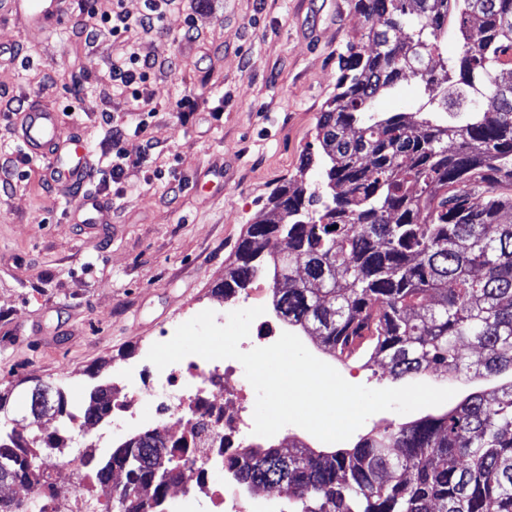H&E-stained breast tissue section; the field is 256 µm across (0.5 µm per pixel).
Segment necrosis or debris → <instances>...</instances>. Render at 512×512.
I'll list each match as a JSON object with an SVG mask.
<instances>
[{
    "label": "necrosis or debris",
    "mask_w": 512,
    "mask_h": 512,
    "mask_svg": "<svg viewBox=\"0 0 512 512\" xmlns=\"http://www.w3.org/2000/svg\"><path fill=\"white\" fill-rule=\"evenodd\" d=\"M112 424L99 440L111 441L147 430L180 445L178 495L159 500L161 512H176L181 496L192 495L193 512H261L259 502L239 492L240 438L254 427L256 392L234 359L185 357L155 372L116 377Z\"/></svg>",
    "instance_id": "obj_1"
}]
</instances>
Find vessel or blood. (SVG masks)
<instances>
[{"mask_svg": "<svg viewBox=\"0 0 512 512\" xmlns=\"http://www.w3.org/2000/svg\"><path fill=\"white\" fill-rule=\"evenodd\" d=\"M69 8V0H0V19L36 35L51 32ZM14 135L23 154L44 164L51 185L70 199V214L87 224H106L110 209L102 198L85 188L95 166L88 145L65 135L62 114L36 100L26 102Z\"/></svg>", "mask_w": 512, "mask_h": 512, "instance_id": "1", "label": "vessel or blood"}]
</instances>
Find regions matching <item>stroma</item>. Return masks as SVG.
Returning <instances> with one entry per match:
<instances>
[{
	"mask_svg": "<svg viewBox=\"0 0 512 512\" xmlns=\"http://www.w3.org/2000/svg\"><path fill=\"white\" fill-rule=\"evenodd\" d=\"M86 25L81 0L47 37L0 21V42H17L23 57L0 68V167L18 170L0 189V388L62 381L85 401L125 367L151 369L146 345L191 313L222 309L224 263L274 191L300 180L363 20L352 0H173L157 33L90 37ZM130 46L156 63L135 100L106 79ZM76 82L84 101L63 128L97 158L109 123L131 129L151 116L125 148L138 155L151 137L153 161L128 170L126 195L106 194L112 222L101 236L70 222L42 169L11 156L18 102L62 108ZM186 90L198 96L187 119L176 106ZM174 180L182 187L171 194Z\"/></svg>",
	"mask_w": 512,
	"mask_h": 512,
	"instance_id": "1",
	"label": "stroma"
}]
</instances>
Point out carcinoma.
I'll return each mask as SVG.
<instances>
[{
    "mask_svg": "<svg viewBox=\"0 0 512 512\" xmlns=\"http://www.w3.org/2000/svg\"><path fill=\"white\" fill-rule=\"evenodd\" d=\"M365 32L320 112L313 180L289 183L250 225L215 291L271 282L275 315L334 356L381 359L395 382L439 372L485 387L418 419L370 431L332 453L294 445L241 450L240 481L277 487L299 512H512V0H354ZM459 42L443 52L448 37ZM414 82L406 112L379 100ZM282 248L263 255L270 239ZM469 346L476 358L465 356ZM0 394V480L56 494L43 469L57 434L8 428ZM112 387L84 420L108 416ZM157 432L93 465L117 512H155L178 479ZM81 512H98L91 488ZM0 512H44L0 500Z\"/></svg>",
    "mask_w": 512,
    "mask_h": 512,
    "instance_id": "obj_1",
    "label": "carcinoma"
}]
</instances>
